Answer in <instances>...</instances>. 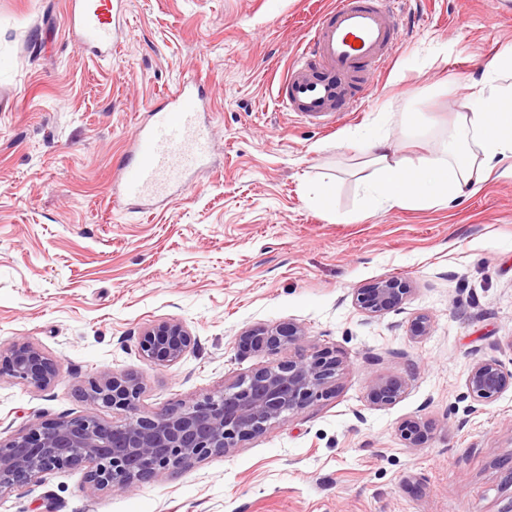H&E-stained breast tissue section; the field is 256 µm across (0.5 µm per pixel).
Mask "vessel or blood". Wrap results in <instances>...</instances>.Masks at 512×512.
<instances>
[{
    "instance_id": "vessel-or-blood-1",
    "label": "vessel or blood",
    "mask_w": 512,
    "mask_h": 512,
    "mask_svg": "<svg viewBox=\"0 0 512 512\" xmlns=\"http://www.w3.org/2000/svg\"><path fill=\"white\" fill-rule=\"evenodd\" d=\"M398 5L399 0H336L283 73L277 92L281 106L326 129L332 117L356 111L365 86L402 37ZM124 6L125 0H69L77 43L99 58L110 57L116 47L114 22ZM205 106L199 88L182 86L162 107L147 108L113 191L116 200L169 198L206 167Z\"/></svg>"
}]
</instances>
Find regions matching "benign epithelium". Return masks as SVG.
I'll return each mask as SVG.
<instances>
[{
  "label": "benign epithelium",
  "instance_id": "obj_1",
  "mask_svg": "<svg viewBox=\"0 0 512 512\" xmlns=\"http://www.w3.org/2000/svg\"><path fill=\"white\" fill-rule=\"evenodd\" d=\"M411 291L407 280L381 278L360 289L359 307L372 315L395 310ZM304 329L293 322L260 325L244 331L238 343L245 349L276 352L298 345ZM194 344L189 330L178 321H159L145 327L139 352L154 367H169ZM339 362L330 355H301L278 361L200 399L181 401L157 412L139 408L141 382L103 371L81 387L94 407L120 412L119 421H107L94 412L75 417L45 419L7 439H0V500L23 495L53 475L84 471L92 490L130 492L138 484L166 472L176 473L212 455L226 454L241 441L300 413L329 393ZM45 390L56 380L55 360L30 342H16L0 351V378ZM467 396L483 404L512 388V371L495 358L470 370ZM403 391L395 379L373 383L368 401L389 405ZM401 436L411 447L423 444L429 427L409 420Z\"/></svg>",
  "mask_w": 512,
  "mask_h": 512
}]
</instances>
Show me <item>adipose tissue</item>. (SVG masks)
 Here are the masks:
<instances>
[{
	"mask_svg": "<svg viewBox=\"0 0 512 512\" xmlns=\"http://www.w3.org/2000/svg\"><path fill=\"white\" fill-rule=\"evenodd\" d=\"M474 108L453 132L414 159L397 157L386 135L353 137L365 156L362 179L374 209L447 204L471 192L501 157L512 156V52L473 80Z\"/></svg>",
	"mask_w": 512,
	"mask_h": 512,
	"instance_id": "ef3b65f1",
	"label": "adipose tissue"
}]
</instances>
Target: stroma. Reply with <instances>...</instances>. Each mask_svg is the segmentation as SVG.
Returning a JSON list of instances; mask_svg holds the SVG:
<instances>
[{
	"label": "stroma",
	"instance_id": "35a3bbf8",
	"mask_svg": "<svg viewBox=\"0 0 512 512\" xmlns=\"http://www.w3.org/2000/svg\"><path fill=\"white\" fill-rule=\"evenodd\" d=\"M69 0H0V346L28 341L57 363L45 390L0 380V436L77 416L87 378H138L155 412L291 356L242 350L256 325L304 326L305 354L340 363L335 387L264 433L134 490L90 491L61 473L0 512H506L512 389L470 406L471 367L512 370V157L442 206L371 210L348 132L382 130L398 156L469 111L470 78L512 50V0H401L402 38L357 112L326 132L283 112L275 86L335 0H129L111 59L67 25ZM210 88V165L153 208L112 203L144 107L183 82ZM333 193V211L304 194ZM411 292L365 313L364 284ZM428 315L430 330L409 324ZM182 322L195 343L155 369L147 325ZM404 381L393 404L370 386ZM430 425L408 447L398 428ZM410 291V284L405 279L381 278L361 288L356 301L366 313L381 315L395 310Z\"/></svg>",
	"mask_w": 512,
	"mask_h": 512
}]
</instances>
